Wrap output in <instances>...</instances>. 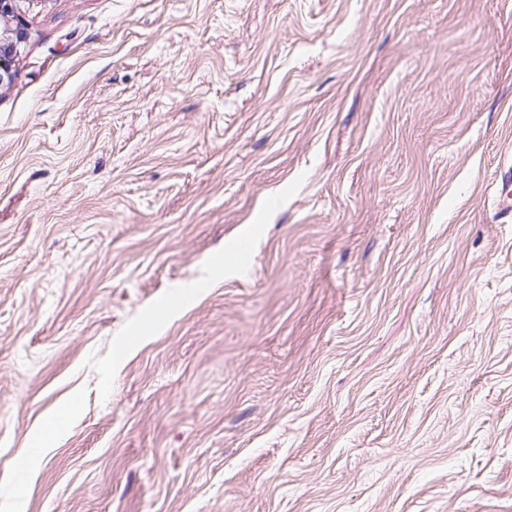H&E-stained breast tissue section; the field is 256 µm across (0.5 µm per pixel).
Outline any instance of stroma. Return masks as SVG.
Masks as SVG:
<instances>
[{
	"instance_id": "1",
	"label": "stroma",
	"mask_w": 512,
	"mask_h": 512,
	"mask_svg": "<svg viewBox=\"0 0 512 512\" xmlns=\"http://www.w3.org/2000/svg\"><path fill=\"white\" fill-rule=\"evenodd\" d=\"M23 18L0 512H512V0Z\"/></svg>"
}]
</instances>
